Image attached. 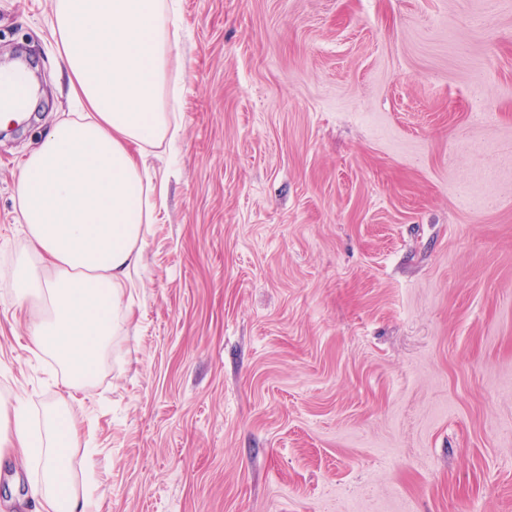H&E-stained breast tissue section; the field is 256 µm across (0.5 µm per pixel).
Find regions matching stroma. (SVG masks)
Listing matches in <instances>:
<instances>
[{
  "mask_svg": "<svg viewBox=\"0 0 512 512\" xmlns=\"http://www.w3.org/2000/svg\"><path fill=\"white\" fill-rule=\"evenodd\" d=\"M178 158L130 318L70 389L12 276L19 164L74 106L55 0H0V398L79 427L102 512H512V0H178ZM0 463V512H38ZM24 82L18 73L0 74V105L16 103L23 91Z\"/></svg>",
  "mask_w": 512,
  "mask_h": 512,
  "instance_id": "stroma-1",
  "label": "stroma"
}]
</instances>
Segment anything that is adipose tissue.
<instances>
[{
  "instance_id": "adipose-tissue-1",
  "label": "adipose tissue",
  "mask_w": 512,
  "mask_h": 512,
  "mask_svg": "<svg viewBox=\"0 0 512 512\" xmlns=\"http://www.w3.org/2000/svg\"><path fill=\"white\" fill-rule=\"evenodd\" d=\"M52 26L84 111L55 123L21 163L29 245L13 303L23 311L43 302L30 341L73 387L91 377L127 317L122 288L142 261L155 205L146 156L180 133L167 110L177 30L169 0H56ZM75 437L67 409H47L35 430L21 405L0 401V447L40 470L33 493L47 512H98L93 477L73 482Z\"/></svg>"
}]
</instances>
